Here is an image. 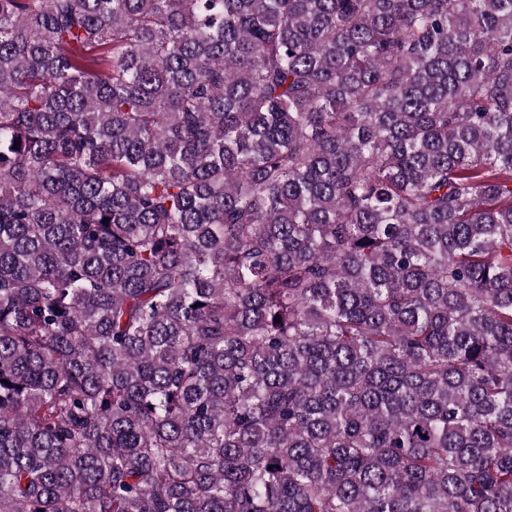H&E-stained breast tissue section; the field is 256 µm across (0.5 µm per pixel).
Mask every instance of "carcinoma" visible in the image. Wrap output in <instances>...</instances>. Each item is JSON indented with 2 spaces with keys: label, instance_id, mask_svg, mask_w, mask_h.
Here are the masks:
<instances>
[{
  "label": "carcinoma",
  "instance_id": "obj_1",
  "mask_svg": "<svg viewBox=\"0 0 512 512\" xmlns=\"http://www.w3.org/2000/svg\"><path fill=\"white\" fill-rule=\"evenodd\" d=\"M0 512H512V0H0Z\"/></svg>",
  "mask_w": 512,
  "mask_h": 512
}]
</instances>
